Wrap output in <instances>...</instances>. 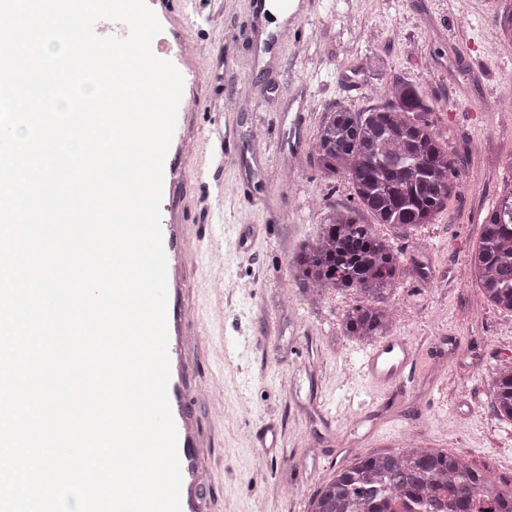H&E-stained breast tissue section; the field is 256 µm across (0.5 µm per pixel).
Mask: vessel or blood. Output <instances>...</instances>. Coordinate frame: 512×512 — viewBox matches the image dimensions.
<instances>
[{
	"instance_id": "b4317fda",
	"label": "vessel or blood",
	"mask_w": 512,
	"mask_h": 512,
	"mask_svg": "<svg viewBox=\"0 0 512 512\" xmlns=\"http://www.w3.org/2000/svg\"><path fill=\"white\" fill-rule=\"evenodd\" d=\"M146 4L162 26L151 45L153 54L171 61L182 74L184 82H191L193 71L183 50V38L186 29L194 24L197 17L195 0H183L181 12L177 15L172 14L169 0H146ZM232 137L231 127L220 124L208 129L204 140L209 147L210 164L214 171L223 169L224 153ZM188 175L183 132L178 129L174 132L164 163L161 202L162 241L168 261L167 324L171 367L168 397L178 433V456L183 476L182 512H212L211 484L204 471L206 447L198 429L191 384V371L198 361L206 357L207 352L199 338L187 331L192 309L185 300L181 278L183 270L194 259L187 245L189 238L209 237L213 227L209 224H186L178 217L175 202ZM414 355L413 347L406 341L389 340L366 353L359 363V370L372 385L395 386L402 382Z\"/></svg>"
}]
</instances>
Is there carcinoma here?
I'll return each mask as SVG.
<instances>
[{
  "mask_svg": "<svg viewBox=\"0 0 512 512\" xmlns=\"http://www.w3.org/2000/svg\"><path fill=\"white\" fill-rule=\"evenodd\" d=\"M503 39L512 42V0H497ZM435 103L397 81L382 104L362 112L339 110L321 126L312 147L328 177L345 174L360 207L377 224L404 234L430 224L453 189L454 162L434 131ZM404 254L361 223L351 209L328 212L323 230L296 259L295 276L317 296L352 292L345 335L372 342L396 324L391 292ZM469 263L485 299L512 312V188L483 224ZM496 411L512 420V367L494 372ZM512 512L503 489L461 457L426 447L360 456L320 487L308 512Z\"/></svg>",
  "mask_w": 512,
  "mask_h": 512,
  "instance_id": "cac0c4a2",
  "label": "carcinoma"
}]
</instances>
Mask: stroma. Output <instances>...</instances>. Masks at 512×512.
Returning <instances> with one entry per match:
<instances>
[{
    "mask_svg": "<svg viewBox=\"0 0 512 512\" xmlns=\"http://www.w3.org/2000/svg\"><path fill=\"white\" fill-rule=\"evenodd\" d=\"M294 2L296 28L266 55L281 15L251 18L248 0H201L185 34L191 133L224 116L234 130L223 171L182 187L185 223L224 219L222 238L186 272L194 331L209 344L198 398L215 512H307L338 468L412 438L511 490L512 421L493 407L492 375L512 366V312L485 301L468 265L512 186V45L493 36L495 0ZM399 80L435 100L455 178L446 206L412 236L374 224L411 258L391 298L410 318L392 334L416 354L404 385L377 393L357 372L365 345L342 327L355 294L310 302L294 264L329 209L357 204L346 177L313 163L320 127L336 110L381 103ZM272 426L279 445L261 449Z\"/></svg>",
    "mask_w": 512,
    "mask_h": 512,
    "instance_id": "obj_1",
    "label": "stroma"
}]
</instances>
